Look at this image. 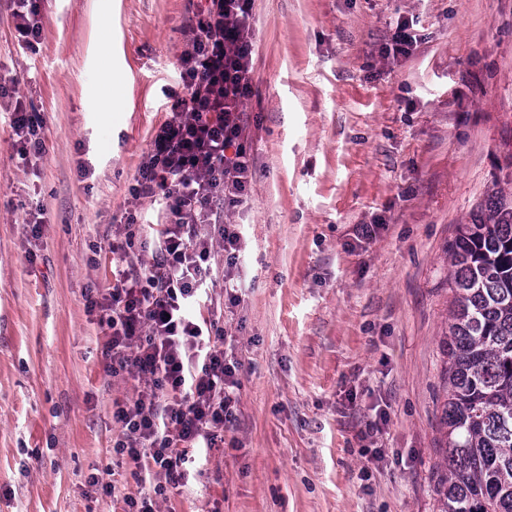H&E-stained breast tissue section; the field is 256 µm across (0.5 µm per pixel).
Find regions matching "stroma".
Listing matches in <instances>:
<instances>
[{"label":"stroma","instance_id":"35a3bbf8","mask_svg":"<svg viewBox=\"0 0 512 512\" xmlns=\"http://www.w3.org/2000/svg\"><path fill=\"white\" fill-rule=\"evenodd\" d=\"M38 4L30 55L0 0V72L45 140L26 168L0 117V512H124L137 468L113 449L112 412L134 381L106 372L109 331L87 304L112 284L113 216L149 208L129 187L197 0ZM253 13L252 178L222 218L244 233L241 301L212 293L242 364L237 417L155 508L438 512L450 247L460 225L512 207V0H255ZM400 17L418 42L385 55Z\"/></svg>","mask_w":512,"mask_h":512}]
</instances>
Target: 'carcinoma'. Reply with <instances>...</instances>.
I'll use <instances>...</instances> for the list:
<instances>
[{"mask_svg": "<svg viewBox=\"0 0 512 512\" xmlns=\"http://www.w3.org/2000/svg\"><path fill=\"white\" fill-rule=\"evenodd\" d=\"M493 215L451 246L440 512H512V210Z\"/></svg>", "mask_w": 512, "mask_h": 512, "instance_id": "1", "label": "carcinoma"}]
</instances>
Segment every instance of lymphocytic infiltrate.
Listing matches in <instances>:
<instances>
[{"label": "lymphocytic infiltrate", "mask_w": 512, "mask_h": 512, "mask_svg": "<svg viewBox=\"0 0 512 512\" xmlns=\"http://www.w3.org/2000/svg\"><path fill=\"white\" fill-rule=\"evenodd\" d=\"M253 8L254 0H200L180 60L184 92L174 96L129 188L157 212L151 261L134 269L141 215L125 212L124 239L112 248V285L88 301L111 331L108 370L135 381L133 397L112 412L121 426L114 449L137 463L138 480L151 491L127 496V512H155L157 498L186 481L193 450L213 448L235 421L241 364L227 353L223 326L190 310L210 292L206 279L218 246L224 293L230 305L240 301L238 225H219L214 236L199 227L248 194L244 103L252 89ZM12 16L20 46L37 52V0H12ZM17 85L0 78V100L8 103L16 154L33 167L44 153L43 122Z\"/></svg>", "instance_id": "lymphocytic-infiltrate-1"}]
</instances>
